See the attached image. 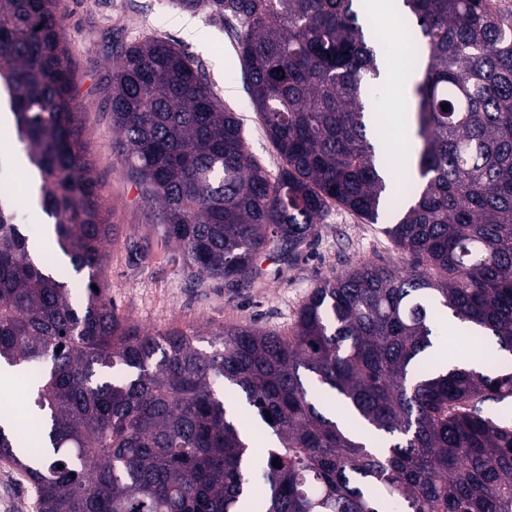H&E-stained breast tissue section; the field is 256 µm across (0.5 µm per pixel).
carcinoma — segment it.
<instances>
[{
	"instance_id": "carcinoma-1",
	"label": "carcinoma",
	"mask_w": 512,
	"mask_h": 512,
	"mask_svg": "<svg viewBox=\"0 0 512 512\" xmlns=\"http://www.w3.org/2000/svg\"><path fill=\"white\" fill-rule=\"evenodd\" d=\"M173 2L241 23L237 59L282 160L272 174L249 153L240 117L175 44L147 38L113 61L117 158L185 265L243 287L261 253L298 256L333 202L377 223L405 177L368 117L383 56L363 0ZM393 17L425 61L417 180L385 228L407 269L360 264L314 288L291 331L226 325L204 351L194 331L112 310L116 225L85 158L57 0H0V96L55 246L87 274L76 307L0 197V361L38 369L40 428L25 448L0 416V458L38 512H512V426L481 407L512 399V365L480 349L484 370L467 369L435 346L452 316L512 356V14L400 0ZM332 401L351 420L327 417Z\"/></svg>"
}]
</instances>
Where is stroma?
I'll list each match as a JSON object with an SVG mask.
<instances>
[{"label": "stroma", "mask_w": 512, "mask_h": 512, "mask_svg": "<svg viewBox=\"0 0 512 512\" xmlns=\"http://www.w3.org/2000/svg\"><path fill=\"white\" fill-rule=\"evenodd\" d=\"M62 32L74 73L87 158L98 181L103 206L117 234L109 249L105 278L112 306L121 318L156 330L215 331L231 323L290 331L314 288L331 273L364 262L404 267L386 227L397 220L387 213L371 224L339 205H331L312 245L295 259L267 254L259 274L246 287L194 276L179 248L160 232L156 210L128 177L113 149L109 104L112 60L122 49L147 37L175 43L198 64L215 96L239 114L246 143L269 170L281 160L255 116L240 70L231 65L241 25L205 11L176 8L172 0H59ZM194 22L186 35L179 22ZM376 35L385 57L395 59L383 71L377 110L392 116L406 99L404 54L411 36L390 17L377 18ZM34 492L23 473L0 460V512H36Z\"/></svg>", "instance_id": "stroma-1"}]
</instances>
